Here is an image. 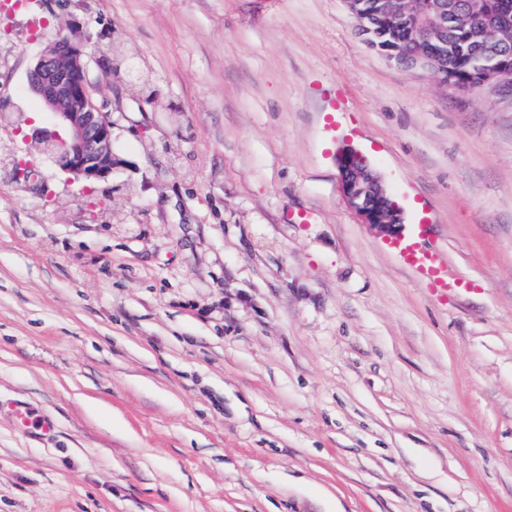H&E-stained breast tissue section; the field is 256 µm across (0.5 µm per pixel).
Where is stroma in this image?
I'll list each match as a JSON object with an SVG mask.
<instances>
[{
	"mask_svg": "<svg viewBox=\"0 0 512 512\" xmlns=\"http://www.w3.org/2000/svg\"><path fill=\"white\" fill-rule=\"evenodd\" d=\"M30 7L0 19V404L55 431L0 413V512H512V90L399 67L346 0ZM60 31L146 79L89 64L102 182L20 131ZM346 144L460 288L348 206ZM405 262L417 275L428 281L431 287L438 292H448L459 286L457 282L451 283L443 271L442 260L438 253L429 250L419 243L407 246L403 250ZM13 415L17 423L23 427L34 425L41 429L44 434H50L54 430V423L52 421L39 419V417L34 415L32 409L22 404L14 405Z\"/></svg>",
	"mask_w": 512,
	"mask_h": 512,
	"instance_id": "1",
	"label": "stroma"
}]
</instances>
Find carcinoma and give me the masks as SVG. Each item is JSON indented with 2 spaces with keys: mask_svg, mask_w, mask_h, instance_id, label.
Masks as SVG:
<instances>
[{
  "mask_svg": "<svg viewBox=\"0 0 512 512\" xmlns=\"http://www.w3.org/2000/svg\"><path fill=\"white\" fill-rule=\"evenodd\" d=\"M412 7L424 18L444 14L445 27L439 37L420 39L408 24L384 10L382 0H365L363 24L372 41L399 49V64L411 67L413 53L446 51L443 67L438 69L441 82L452 74L460 80L472 78L475 68L509 57L512 59V27L503 24L502 16L512 23V0H484L483 13L465 18V0H413Z\"/></svg>",
  "mask_w": 512,
  "mask_h": 512,
  "instance_id": "obj_1",
  "label": "carcinoma"
}]
</instances>
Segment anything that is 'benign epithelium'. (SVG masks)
<instances>
[{"mask_svg": "<svg viewBox=\"0 0 512 512\" xmlns=\"http://www.w3.org/2000/svg\"><path fill=\"white\" fill-rule=\"evenodd\" d=\"M88 41L61 34L27 71L26 90L50 110L54 128L32 125L26 138L50 153L58 167L85 182L108 180L124 160L113 148L112 95L87 77ZM485 86L512 84V61L480 70ZM362 154L346 148L336 157L340 188L350 208L386 239L401 237L400 207L372 172L358 166Z\"/></svg>", "mask_w": 512, "mask_h": 512, "instance_id": "1", "label": "benign epithelium"}]
</instances>
